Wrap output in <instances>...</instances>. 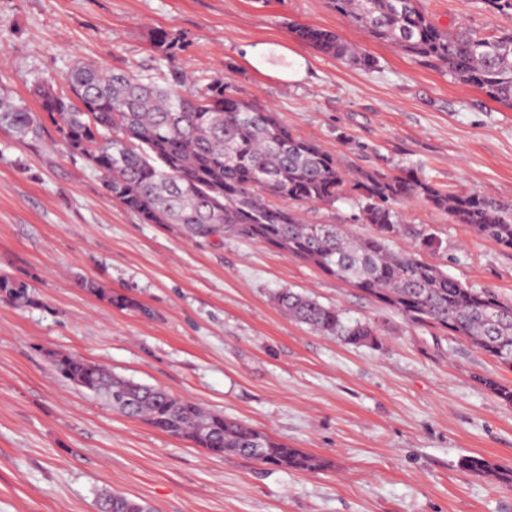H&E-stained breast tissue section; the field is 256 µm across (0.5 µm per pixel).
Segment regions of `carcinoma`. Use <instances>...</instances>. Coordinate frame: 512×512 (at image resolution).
<instances>
[{"instance_id": "1", "label": "carcinoma", "mask_w": 512, "mask_h": 512, "mask_svg": "<svg viewBox=\"0 0 512 512\" xmlns=\"http://www.w3.org/2000/svg\"><path fill=\"white\" fill-rule=\"evenodd\" d=\"M331 7L374 41L387 42L452 80L481 89L512 109V29L493 35L459 27L443 30L419 0H330ZM297 37L321 53L363 70L377 61L339 35L310 26ZM69 92L46 82L35 86L41 118L21 100L0 98V127L16 138H39L43 119L62 144L86 157L100 173L110 199L144 224L173 226L194 241L237 238L281 250L363 293L407 322L461 336L512 366V302L489 290L470 288L419 258V245L401 251L389 242L400 234V209L421 202L466 224L476 234L512 249V202L487 193L449 190L411 170H344L338 159L303 139L276 113L238 97L222 80L189 82L173 71L159 83L133 67L112 70L84 62L66 75ZM274 197L279 205L269 203ZM351 197L359 220L375 232L357 236L339 224H311L301 210ZM0 296L17 306L35 302L29 284L0 276ZM118 308L151 311L121 294ZM276 307L288 318L324 336L356 346L375 345L373 326L351 319L310 294L281 288ZM65 380L103 400L126 417L185 439L213 454L231 453L288 472H319L328 459L290 448L268 432L163 388L120 376L68 353L50 356ZM477 381L512 404V386L492 377ZM461 465L512 488V469L480 455ZM112 512H152L144 503L108 493Z\"/></svg>"}]
</instances>
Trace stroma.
I'll use <instances>...</instances> for the list:
<instances>
[{
	"mask_svg": "<svg viewBox=\"0 0 512 512\" xmlns=\"http://www.w3.org/2000/svg\"><path fill=\"white\" fill-rule=\"evenodd\" d=\"M420 4L443 29L512 27L481 0ZM296 24L360 45L377 68L316 51ZM162 33L180 40L174 59L157 46ZM246 43L288 45L306 58L307 78L262 72L242 57ZM78 60L221 79L346 169L410 167L448 189L512 201V109L372 41L327 0H0V95L32 101L42 80L65 89ZM307 216L373 232L350 198L310 205ZM401 225L392 249L425 231L433 244L423 261L512 300V250L418 202L402 208ZM1 272L29 283L35 302L0 298V512H99L106 491L154 512H512V489L460 466L479 454L512 467V406L477 381L510 383L512 368L282 251L198 244L140 223L54 127L24 141L0 128ZM85 280L152 317L111 305ZM280 288L371 321L376 345L289 320L271 301ZM56 352L193 398L331 466L291 473L212 454L64 381L50 363Z\"/></svg>",
	"mask_w": 512,
	"mask_h": 512,
	"instance_id": "35a3bbf8",
	"label": "stroma"
}]
</instances>
